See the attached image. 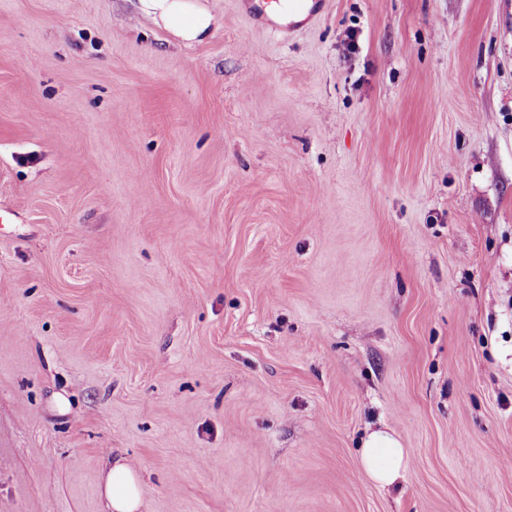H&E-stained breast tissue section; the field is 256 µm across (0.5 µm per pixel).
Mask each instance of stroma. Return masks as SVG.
<instances>
[{
	"label": "stroma",
	"mask_w": 512,
	"mask_h": 512,
	"mask_svg": "<svg viewBox=\"0 0 512 512\" xmlns=\"http://www.w3.org/2000/svg\"><path fill=\"white\" fill-rule=\"evenodd\" d=\"M201 2L0 0V512H512V0ZM139 1L145 16L184 42H201L210 32L213 17L198 0ZM360 455L363 469L378 486L388 488L404 479L407 453L394 433L372 430L362 441ZM103 495V512H140L143 502L142 481L135 467L122 458L112 461L106 473Z\"/></svg>",
	"instance_id": "35a3bbf8"
}]
</instances>
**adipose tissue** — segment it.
Here are the masks:
<instances>
[{
  "label": "adipose tissue",
  "instance_id": "1",
  "mask_svg": "<svg viewBox=\"0 0 512 512\" xmlns=\"http://www.w3.org/2000/svg\"><path fill=\"white\" fill-rule=\"evenodd\" d=\"M140 5L145 16L188 43L202 41L213 23L198 0H140ZM360 455L365 472L378 486L388 488L404 479L407 453L394 433L382 428L369 432ZM104 499L105 512H139L142 481L134 466L120 458L113 461L106 473Z\"/></svg>",
  "mask_w": 512,
  "mask_h": 512
}]
</instances>
